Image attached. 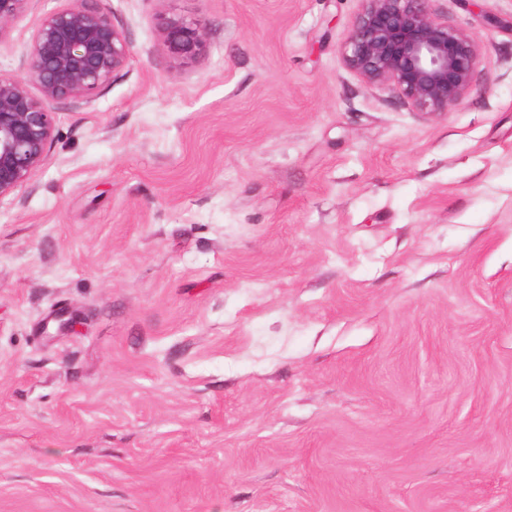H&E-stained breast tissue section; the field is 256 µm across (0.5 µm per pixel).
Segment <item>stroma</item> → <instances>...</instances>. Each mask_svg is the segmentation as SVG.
Instances as JSON below:
<instances>
[{"instance_id": "35a3bbf8", "label": "stroma", "mask_w": 512, "mask_h": 512, "mask_svg": "<svg viewBox=\"0 0 512 512\" xmlns=\"http://www.w3.org/2000/svg\"><path fill=\"white\" fill-rule=\"evenodd\" d=\"M96 5L128 63L0 199V512H512V0H436L443 113L344 66L360 0ZM160 37L165 51L185 64L199 62L207 54V36L197 19L173 17L160 26Z\"/></svg>"}]
</instances>
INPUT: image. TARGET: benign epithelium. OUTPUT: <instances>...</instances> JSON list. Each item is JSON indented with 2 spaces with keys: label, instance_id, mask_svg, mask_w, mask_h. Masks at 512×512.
I'll use <instances>...</instances> for the list:
<instances>
[{
  "label": "benign epithelium",
  "instance_id": "1",
  "mask_svg": "<svg viewBox=\"0 0 512 512\" xmlns=\"http://www.w3.org/2000/svg\"><path fill=\"white\" fill-rule=\"evenodd\" d=\"M33 0H0V36ZM30 39L23 72L0 73V199L29 183L54 139L50 104L91 101L125 68L130 44L123 29L91 0H59ZM340 48L347 69L368 85H389L417 112H450L475 88L479 44L433 7L435 0H361ZM165 51L185 64L207 54L197 19L173 17L160 26ZM38 94H33L31 88Z\"/></svg>",
  "mask_w": 512,
  "mask_h": 512
}]
</instances>
